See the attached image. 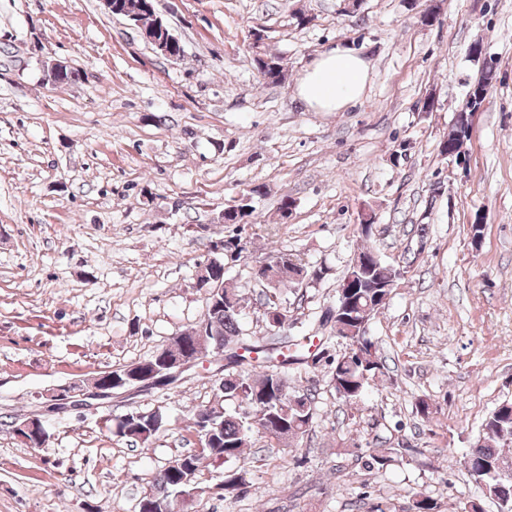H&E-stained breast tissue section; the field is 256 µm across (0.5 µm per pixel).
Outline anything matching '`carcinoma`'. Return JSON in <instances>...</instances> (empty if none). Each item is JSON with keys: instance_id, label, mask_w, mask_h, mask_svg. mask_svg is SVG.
I'll return each instance as SVG.
<instances>
[{"instance_id": "cac0c4a2", "label": "carcinoma", "mask_w": 512, "mask_h": 512, "mask_svg": "<svg viewBox=\"0 0 512 512\" xmlns=\"http://www.w3.org/2000/svg\"><path fill=\"white\" fill-rule=\"evenodd\" d=\"M140 0H122L126 12L140 16L142 29L149 35H169L167 23L149 12L139 11ZM258 72L272 84L284 78L279 57L266 53L254 57ZM469 121L457 117L454 129L440 144V153L452 154L466 136ZM252 204H238L232 212L224 215L226 224H246L253 214ZM325 269L308 268L288 250L277 252L274 264L262 266L253 271V277L264 281L268 286L265 316L267 327L274 331L276 323L288 319V310L280 298L281 289L293 288L303 282L319 283L325 277ZM345 276L352 279L356 288L347 296L349 310L344 312L347 320L340 330L341 338L348 342H362L365 354H370L371 339L367 336V324L391 295L395 283L402 278L399 268L377 259L369 265L350 264ZM240 298L233 288L224 289V299L217 302L206 300L205 318L210 322L214 336L210 337L209 348L224 346L232 342L234 346L224 350V359L248 368L224 377V399L237 403V410L212 409L207 416L205 429L198 428V413H192L186 420V428L197 438V448L182 454L176 461H182L194 470H199L204 460L223 465L239 461L244 448L256 436H264L288 444L304 437L313 427L314 396L309 389H292L282 376L281 368L287 364L300 363L307 358L301 349L286 355L274 357V348H255L240 344L243 331L240 327ZM381 372V365L375 363L365 368L357 356H342L335 361L332 381L340 398L353 402L358 400L370 382ZM162 425L152 426L147 417L137 418L134 413L123 418L116 434L131 442L146 444L155 438ZM512 441V403L499 405L487 418L482 436L473 448L468 477L478 483L483 495L504 506V512H512V456L503 451L502 441ZM405 448H383L370 456L366 467L370 470L386 468L391 462L403 456ZM245 485L244 473L236 472V477L222 484L224 499L239 497ZM194 486L182 481V473L172 466H164L152 481L151 491L168 500L181 492L190 491Z\"/></svg>"}]
</instances>
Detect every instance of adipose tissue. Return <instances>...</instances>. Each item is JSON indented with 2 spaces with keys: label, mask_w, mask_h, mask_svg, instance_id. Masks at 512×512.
<instances>
[{
  "label": "adipose tissue",
  "mask_w": 512,
  "mask_h": 512,
  "mask_svg": "<svg viewBox=\"0 0 512 512\" xmlns=\"http://www.w3.org/2000/svg\"><path fill=\"white\" fill-rule=\"evenodd\" d=\"M369 76L367 61L348 47L323 51L302 72L296 96L311 112H338L359 101Z\"/></svg>",
  "instance_id": "ef3b65f1"
}]
</instances>
